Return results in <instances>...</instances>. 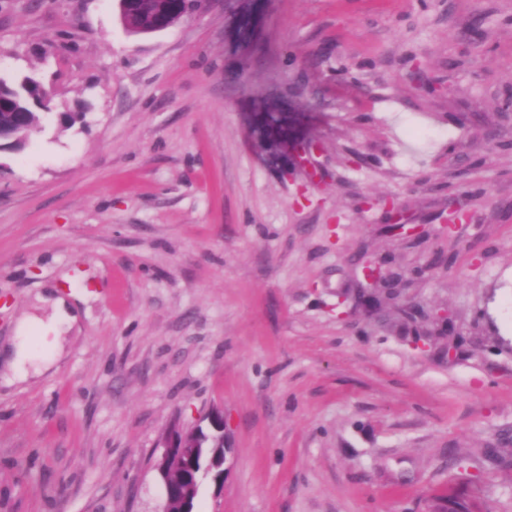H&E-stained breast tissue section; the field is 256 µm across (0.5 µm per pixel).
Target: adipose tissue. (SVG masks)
I'll return each instance as SVG.
<instances>
[{"label":"adipose tissue","instance_id":"1","mask_svg":"<svg viewBox=\"0 0 512 512\" xmlns=\"http://www.w3.org/2000/svg\"><path fill=\"white\" fill-rule=\"evenodd\" d=\"M40 304L46 311L45 316L28 312L22 314L17 322L11 347L4 354L11 381H24L48 372L62 354L58 345L59 336L73 330L77 325L76 316L63 299L48 297L41 299ZM35 332L49 341V354L34 353L30 339Z\"/></svg>","mask_w":512,"mask_h":512}]
</instances>
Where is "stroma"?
Returning <instances> with one entry per match:
<instances>
[{
	"instance_id": "35a3bbf8",
	"label": "stroma",
	"mask_w": 512,
	"mask_h": 512,
	"mask_svg": "<svg viewBox=\"0 0 512 512\" xmlns=\"http://www.w3.org/2000/svg\"><path fill=\"white\" fill-rule=\"evenodd\" d=\"M26 75L56 114L0 151V346L51 291L81 331L0 382V512H161L154 454L216 408L201 512H512V0H211L143 35L0 0ZM266 104L319 176L254 141Z\"/></svg>"
}]
</instances>
